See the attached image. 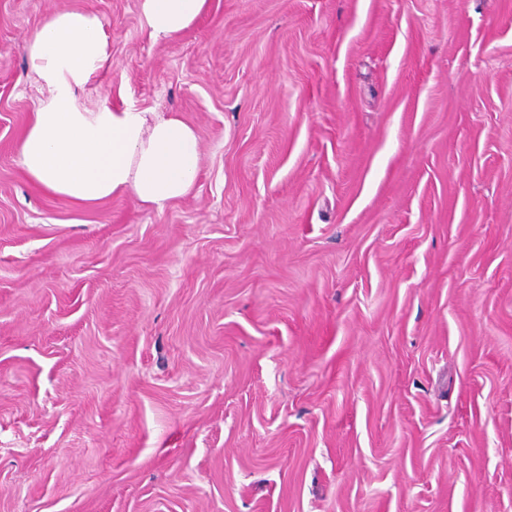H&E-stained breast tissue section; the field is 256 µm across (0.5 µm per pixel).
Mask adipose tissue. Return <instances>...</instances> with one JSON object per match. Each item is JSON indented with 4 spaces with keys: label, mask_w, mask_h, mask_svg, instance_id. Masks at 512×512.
<instances>
[{
    "label": "adipose tissue",
    "mask_w": 512,
    "mask_h": 512,
    "mask_svg": "<svg viewBox=\"0 0 512 512\" xmlns=\"http://www.w3.org/2000/svg\"><path fill=\"white\" fill-rule=\"evenodd\" d=\"M208 6L209 0H138L149 37L164 42L179 38ZM23 50L41 97L18 155L36 186L85 204L128 194L159 210L193 189L201 148L188 123L129 104L90 108L82 101V92L112 63L97 14L52 13Z\"/></svg>",
    "instance_id": "ef3b65f1"
}]
</instances>
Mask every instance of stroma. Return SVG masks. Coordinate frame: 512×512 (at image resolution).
Here are the masks:
<instances>
[{"label": "stroma", "mask_w": 512, "mask_h": 512, "mask_svg": "<svg viewBox=\"0 0 512 512\" xmlns=\"http://www.w3.org/2000/svg\"><path fill=\"white\" fill-rule=\"evenodd\" d=\"M62 10L195 128L164 210L23 170ZM0 512H512V0H0ZM209 0H138L143 27L154 41H172L208 9Z\"/></svg>", "instance_id": "stroma-1"}]
</instances>
